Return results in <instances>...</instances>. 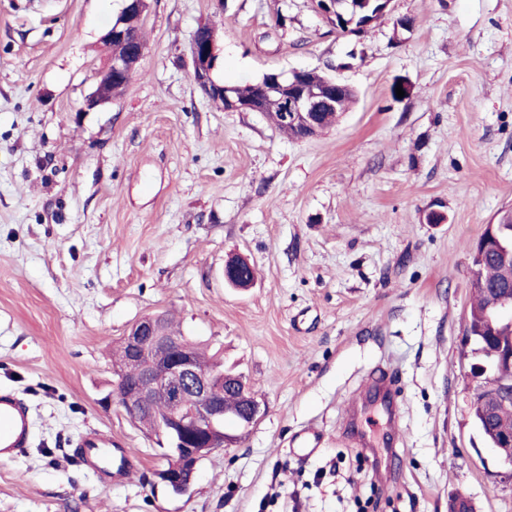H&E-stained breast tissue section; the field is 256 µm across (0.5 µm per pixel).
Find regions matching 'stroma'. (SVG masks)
I'll return each mask as SVG.
<instances>
[{"instance_id": "35a3bbf8", "label": "stroma", "mask_w": 512, "mask_h": 512, "mask_svg": "<svg viewBox=\"0 0 512 512\" xmlns=\"http://www.w3.org/2000/svg\"><path fill=\"white\" fill-rule=\"evenodd\" d=\"M122 6L0 0V386L35 421L0 463V512H512L462 344L472 250L512 209V0H391L363 37L313 0H150L138 72L83 111ZM203 22L224 83L316 70L355 104L304 141L224 111L190 77ZM233 257L252 288L225 285ZM155 313L265 408L184 495L157 437L103 401L113 347ZM385 377L393 434L369 405ZM86 428L136 454L126 483L65 458Z\"/></svg>"}]
</instances>
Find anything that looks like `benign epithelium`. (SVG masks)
I'll use <instances>...</instances> for the list:
<instances>
[{
  "label": "benign epithelium",
  "instance_id": "7a95c632",
  "mask_svg": "<svg viewBox=\"0 0 512 512\" xmlns=\"http://www.w3.org/2000/svg\"><path fill=\"white\" fill-rule=\"evenodd\" d=\"M149 8L148 0H123V7L112 21L101 42L107 55L104 66L91 75L92 92L84 101L90 111L112 102V86L127 85L137 72L145 46L138 41ZM127 45L122 55L112 54V43ZM190 77L203 95L226 112L279 111L281 126L300 132L298 139L306 140L319 133L320 114L336 106V94L347 84L335 79L325 80L326 87L308 86L310 71L294 70L266 75L258 92L250 99L233 94L232 87L217 81L214 69L217 60L215 32L198 26L190 40ZM487 235L480 238L477 250L499 259H506L512 247L506 246L487 225ZM493 311L487 313L484 331L495 332L498 321L512 322V287L506 291L496 287ZM164 318L148 315L133 324L124 334L122 344L128 351L124 363L112 365V393L107 402L117 403L134 422L152 404L162 407L157 417L156 433L175 450L177 468L161 469L158 479L177 493L187 492L194 480L199 463L218 448H227L236 438L224 432V396L236 391L242 400L241 419L251 426L261 414L259 402L247 395L241 384L244 379L232 373L202 372L196 365L194 347L182 336H172L163 328ZM492 361H474L468 376L487 392L483 406L482 429L496 451L512 447V430H499L495 417L499 407L512 404V382L499 378L496 367H512V345L501 344L491 354Z\"/></svg>",
  "mask_w": 512,
  "mask_h": 512
}]
</instances>
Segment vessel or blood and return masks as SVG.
<instances>
[{"instance_id":"b4317fda","label":"vessel or blood","mask_w":512,"mask_h":512,"mask_svg":"<svg viewBox=\"0 0 512 512\" xmlns=\"http://www.w3.org/2000/svg\"><path fill=\"white\" fill-rule=\"evenodd\" d=\"M32 418L27 402L12 388L0 387V462L24 455L30 445ZM69 458L102 479L124 483L133 455L122 438L90 429L71 443Z\"/></svg>"}]
</instances>
